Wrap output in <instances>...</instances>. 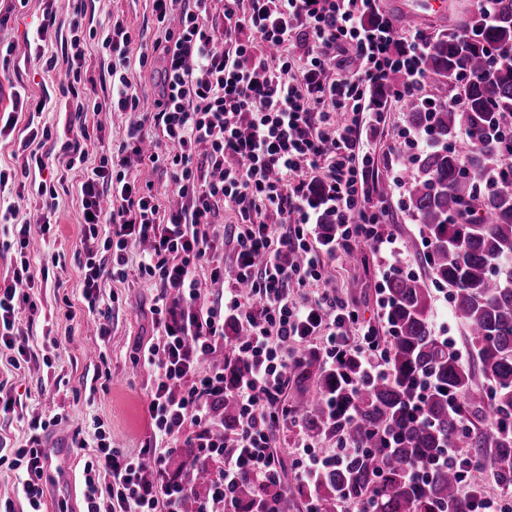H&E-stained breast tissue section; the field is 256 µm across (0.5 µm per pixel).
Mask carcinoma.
Masks as SVG:
<instances>
[{
	"instance_id": "obj_1",
	"label": "carcinoma",
	"mask_w": 512,
	"mask_h": 512,
	"mask_svg": "<svg viewBox=\"0 0 512 512\" xmlns=\"http://www.w3.org/2000/svg\"><path fill=\"white\" fill-rule=\"evenodd\" d=\"M493 10L486 23L482 4H475L469 39L448 32L426 43L429 81L455 91L464 107L428 111L412 98L403 105L410 128L432 140L407 168L406 208L427 245L421 260L430 279L448 287L452 314L488 390H470V373L432 333L425 279L390 273L387 376L366 375L353 358L331 374L313 354L300 355L289 370L305 432L315 438L337 429L359 449L348 464L318 475L320 512H342L344 502L356 512H472L474 493L489 480L512 491V166L490 163L512 155V145L500 143L512 132V65H494L489 56L512 47V0H493ZM462 130L496 139L464 154L457 148ZM246 336L247 328L237 325L228 337L229 377L242 368L236 346ZM483 402L498 426L470 443L469 455L490 453L489 462L472 469L470 492L462 491L453 467L415 477L412 466L458 446L463 414ZM183 479L193 495L182 510L194 512L196 497L208 489V466L195 463Z\"/></svg>"
}]
</instances>
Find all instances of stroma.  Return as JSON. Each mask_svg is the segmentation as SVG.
Listing matches in <instances>:
<instances>
[{"label":"stroma","instance_id":"stroma-1","mask_svg":"<svg viewBox=\"0 0 512 512\" xmlns=\"http://www.w3.org/2000/svg\"><path fill=\"white\" fill-rule=\"evenodd\" d=\"M474 0H381L382 12L396 20L405 13L418 15L421 31L430 38L461 29L470 16ZM7 21L0 25V42L14 44L11 56L0 60V113L10 110L15 92L26 89L37 96L51 99L48 111L35 114L34 124L51 132L43 152L58 154L67 131L70 114L60 91L63 69L46 70L28 47L27 38L44 21L45 12L55 18L57 36L50 52L62 54L66 49L69 23L76 13L85 22L101 27L108 21L120 20L131 32L135 44L152 43L156 27L151 0H11ZM386 121L381 125L373 156L378 172L375 195L390 210L392 232L404 245L415 275L426 276L427 269L415 250L417 226L406 210L399 194L391 187L388 153L401 140L407 128L406 114L400 103L388 101ZM55 224L50 237L37 243L33 267H48L47 280L36 284L32 298L37 306L33 334L29 346L35 357L28 366L10 375L12 394L21 405L14 415L0 417V434L10 438L14 446L24 444L27 422L33 417L57 418L48 437L66 444L72 450L75 469H82L81 441H92L97 426H104L112 436L114 447L125 450L140 448L150 436L146 412V393L155 380L152 370L136 364L140 345L158 342L149 308L158 290L137 275L125 282L105 281L101 293L109 304L111 336L101 341L85 317L83 278L80 273L79 249L82 214L75 195L59 194L56 200ZM367 255L368 265L356 263L351 256L338 255L326 260L325 288L354 304L362 318L376 326L380 336H387L381 301L384 297L382 263L378 254L367 246H359ZM357 281L349 290V281ZM430 325L435 336L448 340L460 363L473 372V387L485 389L487 383L475 372L469 341L463 328L446 304V289L430 283ZM110 372L106 389L89 394L85 383L94 375ZM296 428L286 424L276 435L275 446L282 463V479L295 502V512H306V493L292 465Z\"/></svg>","mask_w":512,"mask_h":512}]
</instances>
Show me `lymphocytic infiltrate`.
<instances>
[{
	"mask_svg": "<svg viewBox=\"0 0 512 512\" xmlns=\"http://www.w3.org/2000/svg\"><path fill=\"white\" fill-rule=\"evenodd\" d=\"M213 0H152L157 36L134 46L121 22L101 27L97 44L107 50L106 100L90 99L86 67L89 45L82 18H74L65 56H47L46 69L64 65L63 96L73 103L75 132L47 167L37 128L19 147L29 162L0 170V186L31 168L50 169L36 195L53 211L57 187L77 174L83 222L81 263L89 315L100 310V284L124 282L129 274L151 281L159 293L151 308L159 343L141 346L137 359L159 376L147 394L152 440L126 451L96 433L84 466V512H182L191 493L168 479L172 454L165 439L183 435L184 447L209 464L210 486L195 512H238L235 490L242 478L257 488L281 481L276 432L294 419L284 401L295 359L289 344L319 356L326 369L353 357L371 376L385 373L387 349L377 329L357 308L324 291L300 288L323 279L325 258L365 244L386 253L388 269L408 270L386 207L374 200L371 137L380 122L365 88L385 85L399 72L398 98L422 96L428 67L424 36L396 35L378 0H225L221 23L210 18ZM159 63L152 107H144L126 70L131 62ZM137 112L139 127L118 153L90 158L89 111ZM165 165L173 181L175 208L161 207L133 165ZM231 224H224L225 210ZM223 224L216 234L215 224ZM333 233L315 237L312 227ZM15 234L10 284L0 287V356L13 368L29 363V333L22 318L35 276L27 255L33 232ZM233 254V286L208 297L197 274L200 263L223 269ZM248 285L253 297L241 296ZM235 321L249 333L236 354L245 371L227 382L225 370H200ZM233 394L242 419L224 430V396ZM49 420L28 422L25 445L0 440V462L21 470L20 494L27 512H43V440ZM295 467L304 482L341 466L354 449L317 452L298 432Z\"/></svg>",
	"mask_w": 512,
	"mask_h": 512,
	"instance_id": "f902f5d3",
	"label": "lymphocytic infiltrate"
}]
</instances>
